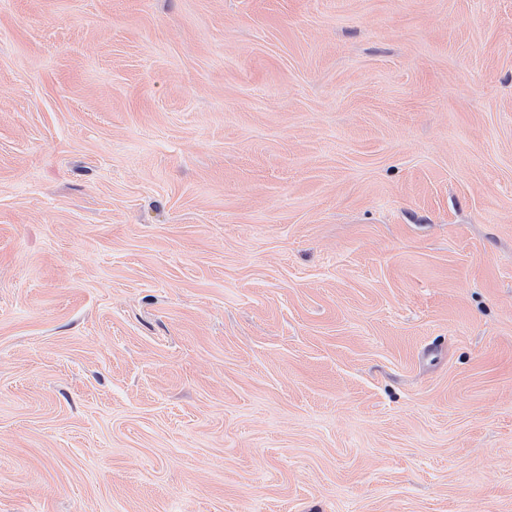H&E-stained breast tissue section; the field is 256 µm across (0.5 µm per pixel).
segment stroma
<instances>
[{
	"label": "stroma",
	"mask_w": 512,
	"mask_h": 512,
	"mask_svg": "<svg viewBox=\"0 0 512 512\" xmlns=\"http://www.w3.org/2000/svg\"><path fill=\"white\" fill-rule=\"evenodd\" d=\"M0 512H512V0H0Z\"/></svg>",
	"instance_id": "35a3bbf8"
}]
</instances>
